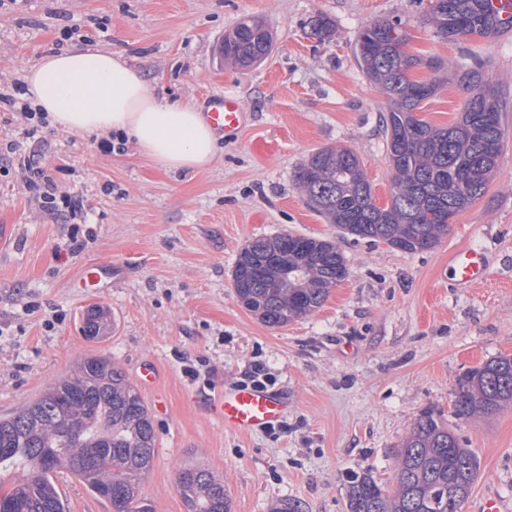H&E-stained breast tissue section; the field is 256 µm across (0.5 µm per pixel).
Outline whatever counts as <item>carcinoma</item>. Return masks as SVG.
Here are the masks:
<instances>
[{
  "mask_svg": "<svg viewBox=\"0 0 512 512\" xmlns=\"http://www.w3.org/2000/svg\"><path fill=\"white\" fill-rule=\"evenodd\" d=\"M428 23L448 42L494 38L512 31L493 0H431ZM335 22L313 20L320 40L334 35ZM401 22L376 19L359 33L355 56L367 79L388 100L383 127L392 167L390 200L376 204L358 157L348 148L312 154L296 171L308 205L330 224L362 239L382 241L406 253L430 250L448 225L428 215L450 207L460 212L480 199L497 163L484 164L487 149L504 140L499 90L482 67L463 70L467 93L462 112L446 127L417 117L440 84L417 80L424 67L437 74L443 63L392 46L391 29ZM273 38L263 21L247 17L224 36L220 57L241 68L263 62ZM348 274L345 258L328 240L279 234L250 242L233 272L238 301L269 327H281L320 308ZM110 327L108 312L86 313L85 337L99 339ZM512 403V356L485 362L457 382L454 410L490 415ZM156 433L151 413L124 372L103 357H84L73 370L15 412L0 416V488L10 491L4 512H69L56 475L70 472L112 512H153L141 479L152 467ZM396 487L387 490L365 473L351 481L348 512H461L477 478L475 453L431 413L421 415L396 457ZM186 512H230L224 483L209 469L186 466L178 474Z\"/></svg>",
  "mask_w": 512,
  "mask_h": 512,
  "instance_id": "carcinoma-1",
  "label": "carcinoma"
}]
</instances>
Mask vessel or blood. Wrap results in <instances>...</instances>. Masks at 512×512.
<instances>
[{"mask_svg": "<svg viewBox=\"0 0 512 512\" xmlns=\"http://www.w3.org/2000/svg\"><path fill=\"white\" fill-rule=\"evenodd\" d=\"M204 116L213 129L227 134L238 131L245 118L237 99L227 94L212 96ZM448 261L461 287L477 284L489 274L485 255L475 249L455 251ZM211 411L226 428L247 434L277 424L287 414L288 404L275 393L248 385L226 391L214 400Z\"/></svg>", "mask_w": 512, "mask_h": 512, "instance_id": "vessel-or-blood-1", "label": "vessel or blood"}]
</instances>
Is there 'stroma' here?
<instances>
[{
	"label": "stroma",
	"mask_w": 512,
	"mask_h": 512,
	"mask_svg": "<svg viewBox=\"0 0 512 512\" xmlns=\"http://www.w3.org/2000/svg\"><path fill=\"white\" fill-rule=\"evenodd\" d=\"M430 0H0V90L22 86L26 68L80 26L87 45L122 53L158 97L204 107L236 96L244 127L197 172H165L132 143L109 154L100 137L44 127L26 144L77 215L57 211L27 188L33 173L7 143L22 121L0 103V416L15 412L85 356L112 361L136 385L156 432L142 494L154 512H186L181 467L202 464L223 478L231 512H347L352 476L396 482L395 454L426 411L475 452L480 472L462 506L481 498L512 503V406L482 418L453 412L458 379L512 356V33L448 42L426 24ZM325 15L336 34L319 40ZM265 22L269 57L240 70L218 47L242 18ZM401 19L409 50L450 69L483 64L502 92L505 139L485 195L456 215L435 248L405 253L342 232L310 209L295 182L315 151L346 147L359 157L375 201L386 205L391 176L383 128L386 102L354 55L360 31ZM465 92L445 85L422 116L445 127ZM258 141L274 144L257 153ZM282 233L339 245L348 276L323 306L282 327L262 324L238 301L235 261L253 239ZM485 252L490 274L456 287L450 253ZM108 264L103 288L82 270ZM107 308L112 331L87 340L83 320ZM206 359L193 380L186 364ZM262 363L288 398L284 429L248 435L225 428L210 401ZM158 374L141 383V368Z\"/></svg>",
	"instance_id": "obj_1"
}]
</instances>
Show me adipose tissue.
Segmentation results:
<instances>
[{
    "label": "adipose tissue",
    "instance_id": "adipose-tissue-1",
    "mask_svg": "<svg viewBox=\"0 0 512 512\" xmlns=\"http://www.w3.org/2000/svg\"><path fill=\"white\" fill-rule=\"evenodd\" d=\"M25 81L32 108L57 129L126 135L161 170L197 171L219 150L195 105L158 99L122 54L90 46L50 53Z\"/></svg>",
    "mask_w": 512,
    "mask_h": 512
}]
</instances>
